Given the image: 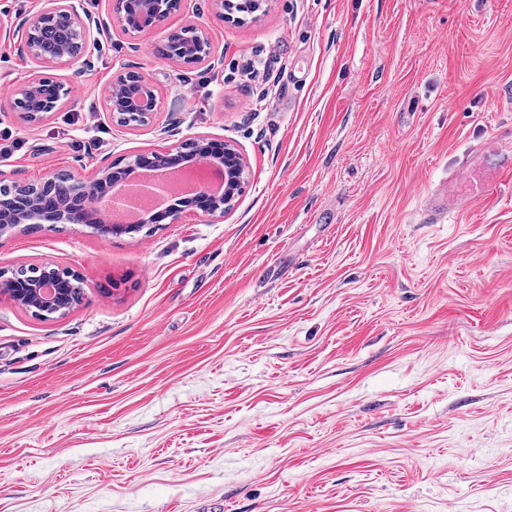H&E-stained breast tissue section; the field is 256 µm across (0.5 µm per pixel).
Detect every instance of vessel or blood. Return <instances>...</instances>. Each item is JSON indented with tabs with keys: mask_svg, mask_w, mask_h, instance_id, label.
I'll use <instances>...</instances> for the list:
<instances>
[{
	"mask_svg": "<svg viewBox=\"0 0 512 512\" xmlns=\"http://www.w3.org/2000/svg\"><path fill=\"white\" fill-rule=\"evenodd\" d=\"M472 152L473 160L457 166L443 187L429 195L424 208L426 223H440L448 214L465 210L477 199L512 183V137L497 134L476 144Z\"/></svg>",
	"mask_w": 512,
	"mask_h": 512,
	"instance_id": "obj_1",
	"label": "vessel or blood"
}]
</instances>
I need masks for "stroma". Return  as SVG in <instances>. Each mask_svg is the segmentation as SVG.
Segmentation results:
<instances>
[{
  "label": "stroma",
  "instance_id": "obj_1",
  "mask_svg": "<svg viewBox=\"0 0 512 512\" xmlns=\"http://www.w3.org/2000/svg\"><path fill=\"white\" fill-rule=\"evenodd\" d=\"M86 61L0 42V176H91L204 136L248 182L221 220L0 236V269L70 268L43 320L0 296V512H512V186L428 224L464 151L512 131V0H271L245 25L182 0ZM205 28L211 56L167 59ZM257 63L269 82L250 81ZM155 89L113 122L128 72ZM64 104L29 124L30 75ZM179 36V40L171 42V39ZM165 56L173 60L190 59V61H202L210 57V41L206 33L193 25L185 26L179 30L169 31L164 36ZM179 43L181 45H179ZM191 52V55L180 57L178 54ZM129 91L125 99L119 103L113 101L112 86L114 88L115 98L118 100L121 95V84L117 80L113 85L109 86L107 94V102L109 112L117 123L123 122L122 112H131L135 117L149 123L157 111V96L152 86L146 82L143 77L136 72H128L121 76ZM125 125L131 123L141 124L136 118H129L123 122ZM67 95L63 84L47 76L33 75L15 93L10 105L27 122L37 123L58 110Z\"/></svg>",
  "mask_w": 512,
  "mask_h": 512
}]
</instances>
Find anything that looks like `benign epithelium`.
Here are the masks:
<instances>
[{"instance_id":"7a95c632","label":"benign epithelium","mask_w":512,"mask_h":512,"mask_svg":"<svg viewBox=\"0 0 512 512\" xmlns=\"http://www.w3.org/2000/svg\"><path fill=\"white\" fill-rule=\"evenodd\" d=\"M182 0H124L123 14L118 22L123 31L137 34L145 29H155L181 7ZM94 20L80 14L79 0H43L40 9L20 22L0 20V40L11 41L16 32H22L18 51L39 63H79L88 54V35ZM165 56L178 60L183 54L188 59L202 61L211 54L206 33L193 25L169 31L164 40ZM129 91L125 99L116 103L113 94H107L109 112L120 123L123 113L131 112L148 123L157 111V96L152 86L136 72L121 76ZM63 84L43 75L29 77L10 101L11 109L29 123H37L58 110L67 97ZM236 164H224V156L210 150V139L197 136L183 141L172 153L156 152L150 158H136L124 167V178L143 170L160 171L186 162L207 167H224V194L233 198L243 192L248 180L244 158L235 150ZM96 185L95 196L85 193L86 180L71 171H51L37 183H6L0 179V225L3 224H93L109 235L116 230L138 232L145 224L156 223L155 213L143 216L138 222L121 224L106 222L104 210L114 205L112 189L118 182L112 179V167L98 172L92 179ZM211 199L205 216L222 219L230 209L224 207L221 197L202 187L197 191ZM79 274L69 268L35 271L27 267L12 270L17 296L27 302V309L42 319L61 317L69 312L65 307L70 298L64 279Z\"/></svg>"}]
</instances>
